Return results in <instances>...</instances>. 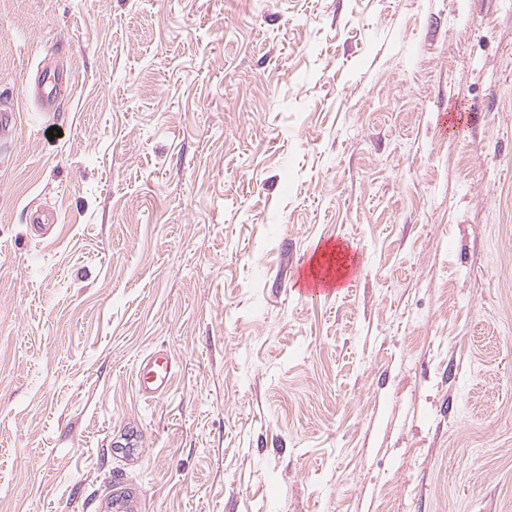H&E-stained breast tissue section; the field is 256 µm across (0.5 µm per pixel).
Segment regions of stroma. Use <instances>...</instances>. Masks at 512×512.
<instances>
[{
    "mask_svg": "<svg viewBox=\"0 0 512 512\" xmlns=\"http://www.w3.org/2000/svg\"><path fill=\"white\" fill-rule=\"evenodd\" d=\"M10 108L0 512H512V0H0ZM70 77L62 66L40 65L28 86L29 95L44 110H54L67 94ZM174 367L171 359L159 352L150 353L141 360L136 386L145 402H152L170 390Z\"/></svg>",
    "mask_w": 512,
    "mask_h": 512,
    "instance_id": "obj_1",
    "label": "stroma"
}]
</instances>
